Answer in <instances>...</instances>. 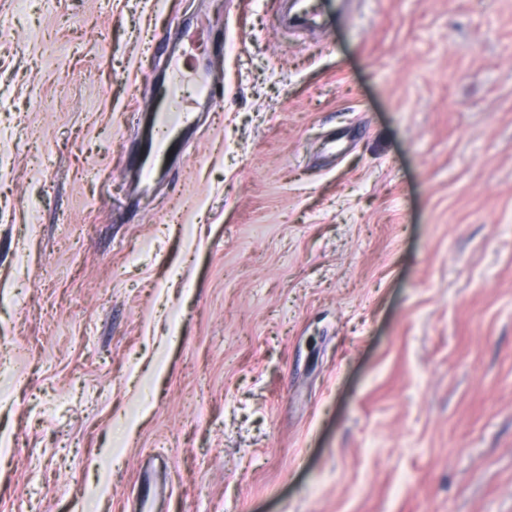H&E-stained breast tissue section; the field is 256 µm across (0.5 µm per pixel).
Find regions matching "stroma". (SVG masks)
Here are the masks:
<instances>
[{"label":"stroma","mask_w":512,"mask_h":512,"mask_svg":"<svg viewBox=\"0 0 512 512\" xmlns=\"http://www.w3.org/2000/svg\"><path fill=\"white\" fill-rule=\"evenodd\" d=\"M278 14L0 0V512H512V0ZM208 71L200 60L182 63L176 59L161 92L158 122L148 143L147 160L142 168L145 179L153 174L154 162L164 156L176 140L179 131L188 127L193 114L194 102L207 98L210 89Z\"/></svg>","instance_id":"1"}]
</instances>
